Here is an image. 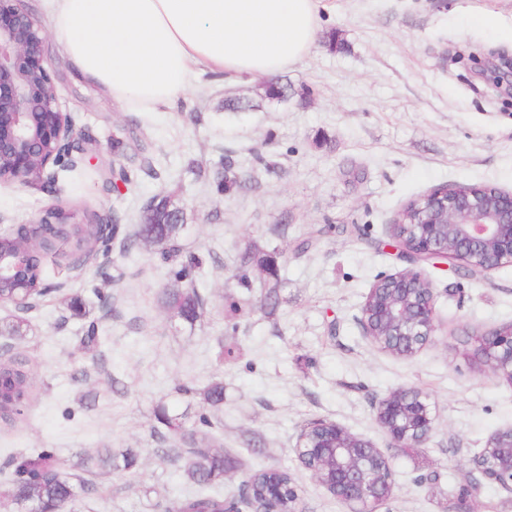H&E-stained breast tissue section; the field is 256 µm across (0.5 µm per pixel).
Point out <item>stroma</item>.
Segmentation results:
<instances>
[{"instance_id":"obj_1","label":"stroma","mask_w":512,"mask_h":512,"mask_svg":"<svg viewBox=\"0 0 512 512\" xmlns=\"http://www.w3.org/2000/svg\"><path fill=\"white\" fill-rule=\"evenodd\" d=\"M314 46L279 74L288 92L265 94L267 76L200 74L168 112H132L80 82L56 49L48 58L61 111L71 113L94 164L62 172L49 187L0 184V226L27 224L59 206L76 224L117 219L135 232L147 202L176 190L185 214V253L202 257L207 304L193 324L171 326L158 297L169 266L155 246L133 259L76 271L71 239L40 257L54 290L12 339L35 389L22 416L0 423V483L35 448L68 462L99 448L131 451L130 470L78 480L100 486L66 512H164L203 492L238 496L247 474L288 470L294 512H346L297 459L301 430L317 419L340 424L389 456L394 491L377 512H445L468 488L472 460L496 430L512 426V385L473 369L458 354L464 336L512 322V266L477 277L445 260L417 264L435 292L438 329L410 357L382 351L366 336L362 306L381 277L407 269L390 245L399 212L448 184L512 192V94L488 87V62L512 57V41L476 25L494 14L512 25V0H322ZM243 110L227 109L228 101ZM137 131L146 148L127 147ZM248 174L218 189L225 161ZM118 163L131 184L112 192L100 170ZM277 255L276 308L265 304L268 275L258 259ZM252 254L250 287L235 274ZM87 314L70 315L63 299ZM242 316H227L230 303ZM97 325L104 344L83 348ZM237 358L218 359L221 347ZM219 380L224 403L209 410L214 434L238 469L203 489L160 449L178 447L155 419L199 412L180 385ZM415 387L436 412L424 448L394 447L376 404Z\"/></svg>"}]
</instances>
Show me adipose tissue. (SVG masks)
Segmentation results:
<instances>
[{"mask_svg":"<svg viewBox=\"0 0 512 512\" xmlns=\"http://www.w3.org/2000/svg\"><path fill=\"white\" fill-rule=\"evenodd\" d=\"M78 78L136 112H164L198 71L271 75L317 37L319 0H44Z\"/></svg>","mask_w":512,"mask_h":512,"instance_id":"ef3b65f1","label":"adipose tissue"}]
</instances>
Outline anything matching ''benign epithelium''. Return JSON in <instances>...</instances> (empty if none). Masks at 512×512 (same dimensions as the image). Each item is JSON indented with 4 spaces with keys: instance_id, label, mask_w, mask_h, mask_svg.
Here are the masks:
<instances>
[{
    "instance_id": "benign-epithelium-1",
    "label": "benign epithelium",
    "mask_w": 512,
    "mask_h": 512,
    "mask_svg": "<svg viewBox=\"0 0 512 512\" xmlns=\"http://www.w3.org/2000/svg\"><path fill=\"white\" fill-rule=\"evenodd\" d=\"M19 0H0V184H54L57 171L77 166L87 156L75 119L60 111L47 60V36L41 25L17 7ZM410 222L401 237L409 238L403 260H451L456 271L474 267L476 274L512 265V192L485 186L441 187L412 203ZM61 207L38 221L0 231V307L27 312L40 296L15 291L26 287L32 265L30 248H8L34 227L46 226L54 239L70 225ZM366 336L376 346L386 337L410 356L431 341L436 331L434 288L414 270L379 279L362 308ZM465 359L512 384V323L470 336ZM376 418L398 448H421L436 419L426 394L402 388L382 399ZM300 463L349 512H377L393 493L389 457L369 440L339 424L316 420L299 435L294 448ZM335 455L331 475L320 476L308 465ZM485 479L512 491V426L489 436L472 460Z\"/></svg>"
}]
</instances>
